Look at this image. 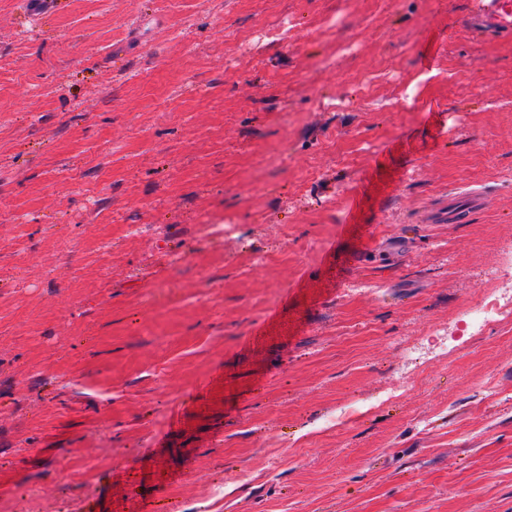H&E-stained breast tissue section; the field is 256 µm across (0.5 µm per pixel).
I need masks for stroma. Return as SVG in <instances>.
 Returning a JSON list of instances; mask_svg holds the SVG:
<instances>
[{"label": "stroma", "mask_w": 512, "mask_h": 512, "mask_svg": "<svg viewBox=\"0 0 512 512\" xmlns=\"http://www.w3.org/2000/svg\"><path fill=\"white\" fill-rule=\"evenodd\" d=\"M25 2L0 512H512V322L465 321L512 294V40L476 0Z\"/></svg>", "instance_id": "1"}]
</instances>
